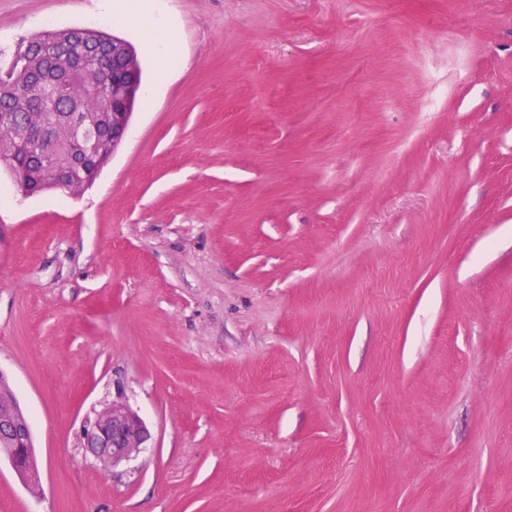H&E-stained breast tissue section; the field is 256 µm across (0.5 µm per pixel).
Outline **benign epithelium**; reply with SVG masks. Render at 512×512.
I'll return each instance as SVG.
<instances>
[{
	"instance_id": "benign-epithelium-1",
	"label": "benign epithelium",
	"mask_w": 512,
	"mask_h": 512,
	"mask_svg": "<svg viewBox=\"0 0 512 512\" xmlns=\"http://www.w3.org/2000/svg\"><path fill=\"white\" fill-rule=\"evenodd\" d=\"M56 44L66 53L60 58L65 72L83 69L87 87L101 89L98 75L103 70L102 51L112 48V104L107 109L88 114L77 110L61 112L69 104L60 81L34 84L45 112L37 123L18 122L13 112L0 114V123L13 129L14 150L32 159L30 169L13 172L14 181L30 197L53 182L75 193L94 182L101 169L122 143L136 94L140 88V67L129 45L121 39L90 41L79 28L60 30ZM52 129L65 140L63 153L46 151L47 130ZM151 433L125 399L117 396L90 421L82 448L102 466L116 467L137 456L148 447ZM6 460L20 484L34 495L40 494V474L34 457L33 432L27 412L22 408L8 375L0 369V460Z\"/></svg>"
}]
</instances>
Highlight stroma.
I'll list each match as a JSON object with an SVG mask.
<instances>
[{"instance_id":"obj_1","label":"stroma","mask_w":512,"mask_h":512,"mask_svg":"<svg viewBox=\"0 0 512 512\" xmlns=\"http://www.w3.org/2000/svg\"><path fill=\"white\" fill-rule=\"evenodd\" d=\"M147 4L0 0V69L48 17L142 70L91 186L0 173V512H512V0ZM118 394L152 441L105 472ZM147 42L155 50L159 59H164L176 44V34L171 29L151 27L146 31ZM0 462L6 460L20 484L40 494V474L34 457L33 432L8 375L0 369Z\"/></svg>"}]
</instances>
